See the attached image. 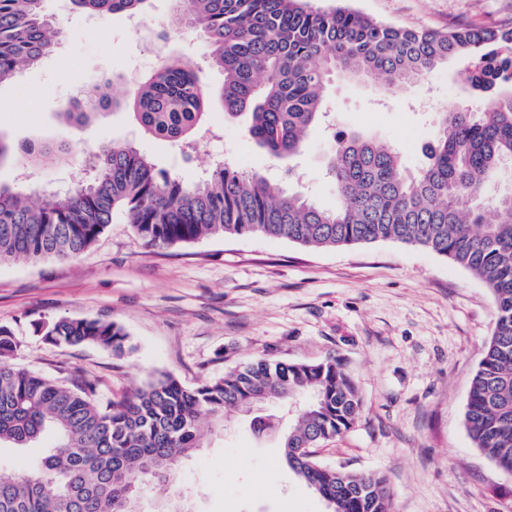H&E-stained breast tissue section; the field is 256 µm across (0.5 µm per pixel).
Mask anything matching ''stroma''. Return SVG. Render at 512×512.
Instances as JSON below:
<instances>
[{
  "label": "stroma",
  "mask_w": 512,
  "mask_h": 512,
  "mask_svg": "<svg viewBox=\"0 0 512 512\" xmlns=\"http://www.w3.org/2000/svg\"><path fill=\"white\" fill-rule=\"evenodd\" d=\"M349 8L411 29L453 24L512 26V0H347ZM58 50L0 85V131L14 141L70 143L75 154L116 140L184 180L221 161L272 177L337 204L327 163L332 136L314 128L304 150L278 160L258 148L221 107L207 118L210 143L183 156L143 134L115 111L83 128L58 114L79 91L111 79L121 97L160 61L150 40L131 33L125 17L89 24L59 12ZM469 59L449 60L424 82L394 95L380 79H334L326 110L340 129L374 134L400 152L409 172L427 162L437 138L433 115L481 100L462 79ZM59 317L102 319L129 335L131 353L99 346L55 347L35 330ZM496 323L491 291L467 269L431 251L391 241L316 250L261 236L201 238L150 248L131 225L114 220L77 259L0 264V326L17 344L13 363L49 378L72 372L92 380L108 402L149 377L168 373L187 386L223 376L256 358L315 362L340 358L363 400L358 422L314 448L315 460L385 478L391 512H512V474L473 447L464 411L471 379ZM276 432L249 429L232 410L184 460L178 482L192 512H328L326 503L289 468L281 434L291 419L268 404ZM50 438L25 447L0 445V475L32 472Z\"/></svg>",
  "instance_id": "1"
}]
</instances>
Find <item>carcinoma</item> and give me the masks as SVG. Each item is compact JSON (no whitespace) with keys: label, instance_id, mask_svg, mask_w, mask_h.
Listing matches in <instances>:
<instances>
[{"label":"carcinoma","instance_id":"cac0c4a2","mask_svg":"<svg viewBox=\"0 0 512 512\" xmlns=\"http://www.w3.org/2000/svg\"><path fill=\"white\" fill-rule=\"evenodd\" d=\"M46 0H0V84L13 81L59 44ZM150 0H69L87 15L146 13ZM174 33L190 30L206 45L223 82L211 88L191 61L172 54L123 99L109 83L59 113L81 127L126 107L146 133L181 153L194 151L213 103L224 118L245 120L248 136L282 159L304 147L317 125L330 127L325 98L334 77L384 79L394 94L418 84L448 60L468 57L467 82L489 92L512 83L511 27L459 24L415 30L342 6L309 0H174ZM439 137L417 173L399 152L361 132L342 134L329 160L339 205L322 209L275 179L218 163L192 181L161 168L129 142L104 144L89 156L88 176L46 199L0 184V263L75 259L121 215L150 247L202 237L265 236L319 249L393 241L427 249L466 268L494 295L496 324L473 375L464 424L474 448L512 472V193L491 194L512 157V92L482 111L435 115ZM60 142H13L0 131V165L40 168L69 158ZM51 345H95L132 351L128 333L111 321L61 317L37 324ZM16 344L0 327V442L17 446L51 432L55 443L37 471L0 478V512H125L133 491L151 485L154 512L185 508L179 463L201 447L203 420L224 412L290 406L284 457L329 512H390L379 475L332 469L297 454L339 436L359 418L362 401L342 362L259 358L195 387L160 374L118 401L99 402L86 378L50 379L11 362Z\"/></svg>","mask_w":512,"mask_h":512}]
</instances>
